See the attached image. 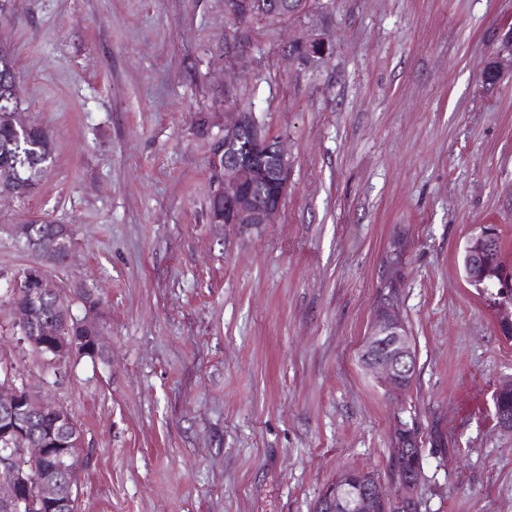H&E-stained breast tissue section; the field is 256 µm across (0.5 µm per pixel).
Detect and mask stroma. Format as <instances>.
<instances>
[{"instance_id": "stroma-1", "label": "stroma", "mask_w": 512, "mask_h": 512, "mask_svg": "<svg viewBox=\"0 0 512 512\" xmlns=\"http://www.w3.org/2000/svg\"><path fill=\"white\" fill-rule=\"evenodd\" d=\"M233 30L224 0H0L20 107L55 146L26 204L0 199V367L81 427L76 512H312L346 468L392 491L402 422L421 512H512L493 402L512 341L459 264L484 224L512 260V62L484 80L512 0H308L248 26L235 97L290 168L259 226L206 216ZM29 216L71 225L48 272L100 294L102 355L18 343L9 281L33 257L10 227ZM397 242L417 367L392 397L360 348Z\"/></svg>"}]
</instances>
